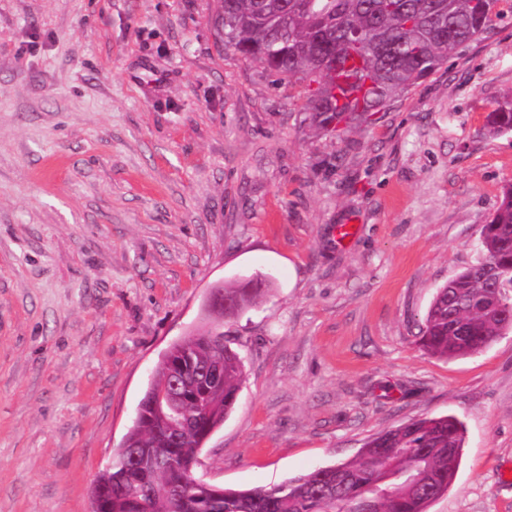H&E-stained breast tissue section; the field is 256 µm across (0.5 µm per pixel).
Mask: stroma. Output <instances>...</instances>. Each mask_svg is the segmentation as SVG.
<instances>
[{"label": "stroma", "instance_id": "1", "mask_svg": "<svg viewBox=\"0 0 512 512\" xmlns=\"http://www.w3.org/2000/svg\"><path fill=\"white\" fill-rule=\"evenodd\" d=\"M221 0H0V512H90L160 355L219 281L244 379L201 452L265 487L453 415L429 512H512V331L419 343L512 183V8L380 112L325 122L306 83L224 45ZM355 236L337 244L336 227ZM268 287L269 283L265 288H247L243 283L237 285L216 283L210 287L203 304V311L212 319L233 316L253 304ZM219 288H224V292L219 291Z\"/></svg>", "mask_w": 512, "mask_h": 512}]
</instances>
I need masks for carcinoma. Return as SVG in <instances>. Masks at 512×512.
Here are the masks:
<instances>
[{"mask_svg":"<svg viewBox=\"0 0 512 512\" xmlns=\"http://www.w3.org/2000/svg\"><path fill=\"white\" fill-rule=\"evenodd\" d=\"M507 0H223L224 45L269 71L316 84L305 111L354 112L339 105L332 75L350 53L367 78L362 111L378 112L429 77L445 60L478 41L501 15ZM366 47L348 43L351 30ZM492 132L512 131V102L489 115ZM264 292L240 283L224 286V316L237 314ZM512 330V183L481 230L478 261L438 289L419 342L429 353L454 359L475 353ZM177 359L217 371L222 388L209 398L211 416H192L174 432L148 405L122 447L97 476L92 512H141L137 492L146 490L147 512H428L448 491L463 457L462 423L451 415L425 417L368 439L357 456L317 467L271 487L188 486L183 463L193 460L234 410L243 381L238 353L219 330L203 331L170 346ZM169 385V361L153 372Z\"/></svg>","mask_w":512,"mask_h":512,"instance_id":"cac0c4a2","label":"carcinoma"}]
</instances>
